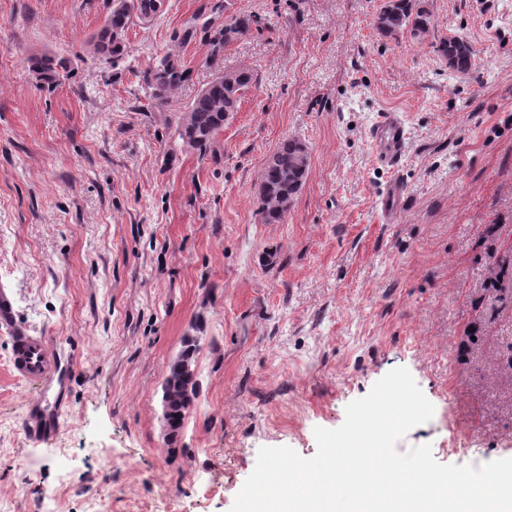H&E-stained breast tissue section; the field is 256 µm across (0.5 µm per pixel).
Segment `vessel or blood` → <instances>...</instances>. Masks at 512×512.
Returning <instances> with one entry per match:
<instances>
[{
	"instance_id": "b4317fda",
	"label": "vessel or blood",
	"mask_w": 512,
	"mask_h": 512,
	"mask_svg": "<svg viewBox=\"0 0 512 512\" xmlns=\"http://www.w3.org/2000/svg\"><path fill=\"white\" fill-rule=\"evenodd\" d=\"M404 126L393 115L384 117L371 132L373 150L381 163L394 166L400 161L404 148ZM0 325L10 329L12 336L11 373L33 386L41 395L22 420L24 431L33 438L45 440L59 427L50 399L61 396L68 368L59 352L50 345L49 337L31 334L16 324L14 300L7 289H0Z\"/></svg>"
}]
</instances>
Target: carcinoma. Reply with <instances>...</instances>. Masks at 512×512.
I'll use <instances>...</instances> for the list:
<instances>
[{
  "mask_svg": "<svg viewBox=\"0 0 512 512\" xmlns=\"http://www.w3.org/2000/svg\"><path fill=\"white\" fill-rule=\"evenodd\" d=\"M159 0H111L106 23L91 37L94 53L106 61L117 59L126 51L130 25L149 22L160 14ZM232 0H224V25L209 21L186 26L176 39L182 43L199 39L207 47V62L215 69L212 79L196 94L189 106L179 113L176 132L182 145L202 158L211 150L216 136L238 111L243 93L255 83L254 72L247 68L227 71L221 67L226 47L243 39L259 27L258 17L232 11ZM430 17L419 0H387L377 19V29L384 37H394L409 29L418 37L428 31ZM439 52L448 59V67L466 72L472 64L471 46L459 39L440 42ZM28 67L41 88H50L60 80L64 61L48 55L28 59ZM145 93L156 108L166 107L173 95L190 79V71L175 55L168 53L153 61L140 75ZM310 169L308 147L300 140L282 142L268 157L260 176L259 215L264 224L284 222L290 205L305 183ZM198 340L187 336L177 357L169 364L162 383L164 419L169 435H178L187 412L198 394L195 356Z\"/></svg>",
  "mask_w": 512,
  "mask_h": 512,
  "instance_id": "1",
  "label": "carcinoma"
}]
</instances>
